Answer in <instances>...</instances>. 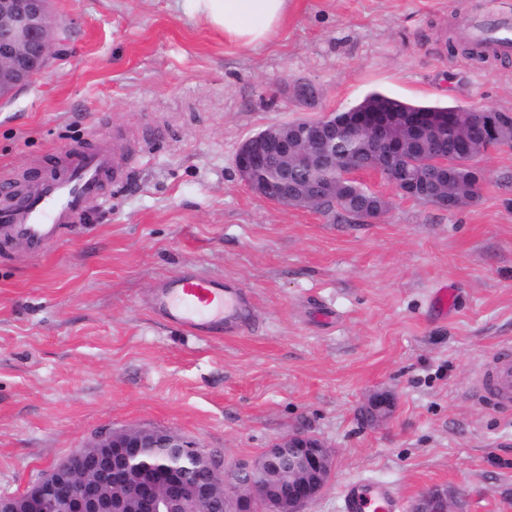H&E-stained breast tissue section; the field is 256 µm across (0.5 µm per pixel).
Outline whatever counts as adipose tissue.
Segmentation results:
<instances>
[{"label": "adipose tissue", "mask_w": 512, "mask_h": 512, "mask_svg": "<svg viewBox=\"0 0 512 512\" xmlns=\"http://www.w3.org/2000/svg\"><path fill=\"white\" fill-rule=\"evenodd\" d=\"M193 13L245 47L268 42L281 28L288 0H189Z\"/></svg>", "instance_id": "1"}]
</instances>
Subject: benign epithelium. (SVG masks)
Returning <instances> with one entry per match:
<instances>
[{"label":"benign epithelium","instance_id":"1","mask_svg":"<svg viewBox=\"0 0 512 512\" xmlns=\"http://www.w3.org/2000/svg\"><path fill=\"white\" fill-rule=\"evenodd\" d=\"M57 25L50 0H0V99L44 73L54 57ZM455 112H404L348 109L335 118L273 124L246 139L234 165L258 196L283 207L317 211L334 205L336 187L302 182L290 175V161L317 165L328 145L341 138L365 136L375 151L359 165L349 164L344 179L363 182L383 178L398 196L442 210L466 204L445 191L450 182L448 159L438 157L427 172L409 176L400 158L425 152L427 135L453 124ZM485 152L512 145V123L493 112L471 117L465 145ZM391 208V198L373 192L363 206L364 220L377 221ZM389 399L377 394L366 407L376 419L386 417ZM281 470L288 472L286 490L259 480L265 461L229 466L224 456L198 448L173 431L130 428L96 436L53 466L26 491L0 496V512H304L326 486L334 457L319 438L295 433L271 447ZM415 512H448V493L433 490Z\"/></svg>","mask_w":512,"mask_h":512}]
</instances>
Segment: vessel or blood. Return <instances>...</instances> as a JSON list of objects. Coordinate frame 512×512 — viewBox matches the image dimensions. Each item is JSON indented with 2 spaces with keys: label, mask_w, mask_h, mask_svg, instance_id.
Returning <instances> with one entry per match:
<instances>
[{
  "label": "vessel or blood",
  "mask_w": 512,
  "mask_h": 512,
  "mask_svg": "<svg viewBox=\"0 0 512 512\" xmlns=\"http://www.w3.org/2000/svg\"><path fill=\"white\" fill-rule=\"evenodd\" d=\"M466 37L489 53L512 54V0H496L490 15L474 17ZM133 162L131 150L117 144L65 156L59 170L41 178L27 196L0 208V243L32 259L44 257L80 223L91 202L104 201L108 177H120ZM250 304L244 288L205 274L166 279L150 299L151 310L181 330L220 322L228 334L242 331V314ZM472 384L495 406L512 409V344L499 346ZM341 512H402V506L392 487L359 477L344 486Z\"/></svg>",
  "instance_id": "obj_1"
}]
</instances>
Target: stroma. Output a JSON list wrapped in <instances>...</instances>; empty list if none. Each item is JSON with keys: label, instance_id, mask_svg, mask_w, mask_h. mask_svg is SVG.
Returning a JSON list of instances; mask_svg holds the SVG:
<instances>
[{"label": "stroma", "instance_id": "stroma-1", "mask_svg": "<svg viewBox=\"0 0 512 512\" xmlns=\"http://www.w3.org/2000/svg\"><path fill=\"white\" fill-rule=\"evenodd\" d=\"M493 2L289 0L277 34L244 48L187 0H52L49 69L0 101V178L114 140L137 161L41 260L0 245V496L104 431H174L232 465L302 429L335 459L305 512H337L361 474L405 512L434 486L451 512H512V413L469 392L512 344V147L476 160L473 203L397 197L378 222L279 207L234 165L252 134L373 90L512 115V55L450 49ZM188 273L251 293L240 334H188L149 309ZM378 393L393 410L370 424Z\"/></svg>", "mask_w": 512, "mask_h": 512}]
</instances>
